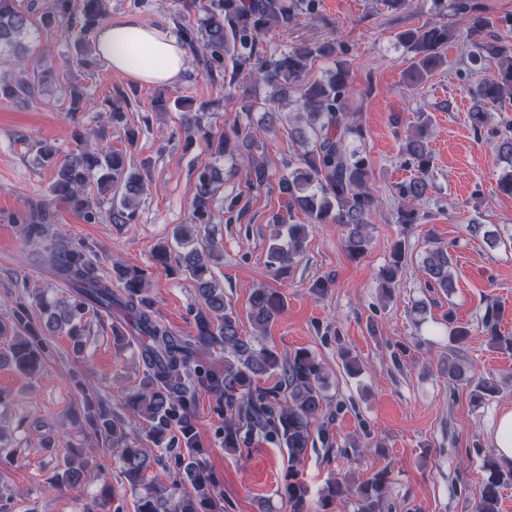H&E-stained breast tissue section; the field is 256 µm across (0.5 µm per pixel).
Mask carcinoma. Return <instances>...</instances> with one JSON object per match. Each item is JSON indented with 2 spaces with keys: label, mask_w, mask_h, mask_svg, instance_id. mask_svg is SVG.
<instances>
[{
  "label": "carcinoma",
  "mask_w": 512,
  "mask_h": 512,
  "mask_svg": "<svg viewBox=\"0 0 512 512\" xmlns=\"http://www.w3.org/2000/svg\"><path fill=\"white\" fill-rule=\"evenodd\" d=\"M435 2L444 10L451 7L470 14L473 61L497 60L496 73L472 88L475 107L469 113V122L478 135L485 129L491 109L512 96V46L483 39L491 21L472 0ZM177 4L173 21L180 40L201 58L207 75L229 76L224 88L238 101L239 114L246 117L244 124H235L231 132L216 136L202 125L198 113L184 112L181 123L187 144L200 138L214 155L234 159L242 149L257 144V135L273 132L282 123V109L292 103L298 116L296 125L290 127V137L298 152L274 184L267 162L252 152L226 173L209 164L196 170L192 223L180 224L173 232L175 241L187 251L172 268L173 274L185 275L195 282V335L178 336L159 321L142 269L115 266L121 287L119 292H113L112 280L96 275L92 249L83 243L64 249L55 264L57 276L73 288L69 298L42 301L39 306L49 310L47 328H66L67 335L76 340L83 336L87 313L115 308L127 326L125 332L113 330L115 341L125 345L131 337L139 344L144 380L138 391L123 397L122 407L144 422L146 440L157 447L166 442L170 431L178 429L186 457L177 462V477L161 483L156 476L148 477L154 458L140 446V440L130 438L121 417L101 410L90 420L94 431L112 440V447L119 449L121 473L129 487L137 491L135 512H219L217 485L209 472L207 451L198 446L194 431L200 388L224 405V449L235 452L254 435L277 441L285 448L288 459L280 488L288 512H313L297 465L314 444V426L329 407L327 375L310 351L298 350L287 357L259 341L284 308V296L276 288H258L250 295L248 319L255 334H242L240 316L224 301V289L213 276L211 263L220 257L218 247L202 232L211 224L217 185L224 177L241 173L251 188L278 189L279 194L288 197V211L299 210L306 219L304 224H289L285 217H275L276 226L285 235L272 239L266 264L276 275L286 274L294 259L303 253L309 228L314 224L342 225L348 255L358 259L366 253L376 200L368 188L371 163L364 151L353 146V142L365 140V132L345 106L349 67L342 60L323 78H307L314 60L345 52V44L337 37L318 43L302 42L279 53L263 48V38L271 28L286 30L299 17L316 15L318 0H177ZM107 15L106 0H49L47 4L43 0H0V99L32 101L41 95L45 85L67 78L66 68H42L38 61L29 59L31 48L26 35L32 18H37L38 29L47 34L59 28L71 32L74 58L87 70L96 65L93 35ZM454 37L450 27L438 24H426L399 35L400 42L413 54L407 76L409 88L447 63L443 49ZM241 78L261 82L268 89L267 104L256 120L255 101L246 90H237ZM102 104L117 121L128 106L122 96ZM102 104L84 86L70 85V117ZM430 136V120L421 113L402 143V164L413 175L397 183L395 193L404 201L397 211V222L407 228L419 223L420 211L415 205L425 201L432 188ZM495 152L505 164L499 190L512 195V136H500ZM39 156L46 165L57 169V174L48 196L28 201L11 217L12 223L21 226L26 241L46 236L59 204L79 213L87 224L98 222L100 200L86 193V187L93 182L100 195L112 190L115 183L122 185L124 195L112 207V223L134 222L136 205L147 191V184L140 173L130 170L123 152L103 146L76 150L60 159L55 151L42 147ZM406 255V241L397 240L388 263L380 270L381 288L388 291L398 285ZM423 269L432 287L446 295L453 290L452 255L447 248L434 245L427 249ZM499 323V312L491 308L482 317L481 328L493 348L512 351V336L502 334ZM44 335L43 328L31 322L29 305L17 302L13 317L0 320V336L8 337L6 348L0 350V362L10 364L23 375L36 374L47 354ZM470 335L469 326L448 313V360L442 372L448 376L449 384L469 387L471 403L480 405L497 393L498 386L492 378L472 374L465 364L461 346ZM213 345L224 349L222 370L209 368L200 360ZM270 378L275 380L273 386H261V381ZM482 469L486 478L474 501V512H499L501 490L512 483V468H503L489 453L483 458ZM84 476L81 465L67 461L53 474L52 484L57 488L72 486ZM183 483L191 486L189 492H180L179 485ZM389 483L386 469L358 486L334 480L321 493L318 507L329 512L350 495L357 499V512H381Z\"/></svg>",
  "instance_id": "carcinoma-1"
}]
</instances>
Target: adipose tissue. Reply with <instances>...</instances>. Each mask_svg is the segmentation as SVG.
<instances>
[{
  "label": "adipose tissue",
  "instance_id": "adipose-tissue-1",
  "mask_svg": "<svg viewBox=\"0 0 512 512\" xmlns=\"http://www.w3.org/2000/svg\"><path fill=\"white\" fill-rule=\"evenodd\" d=\"M96 52L112 71L148 85L176 84L186 59L184 47L168 28L144 25L133 16L100 27Z\"/></svg>",
  "mask_w": 512,
  "mask_h": 512
}]
</instances>
